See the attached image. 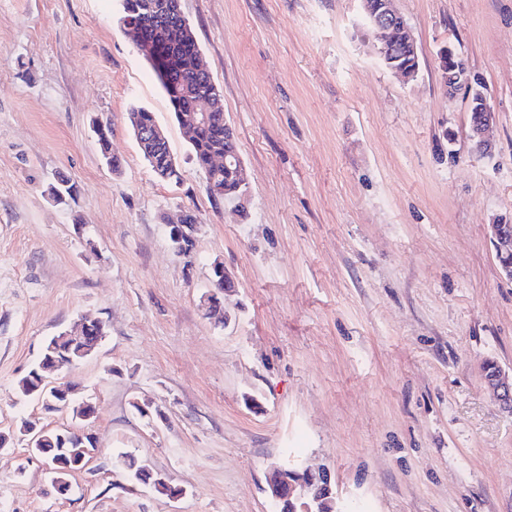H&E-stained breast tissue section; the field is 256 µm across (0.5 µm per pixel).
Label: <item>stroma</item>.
Returning <instances> with one entry per match:
<instances>
[{
	"label": "stroma",
	"mask_w": 512,
	"mask_h": 512,
	"mask_svg": "<svg viewBox=\"0 0 512 512\" xmlns=\"http://www.w3.org/2000/svg\"><path fill=\"white\" fill-rule=\"evenodd\" d=\"M181 4L246 169L235 203L208 195L121 0H0V512H273L274 466L327 469L340 512H512V414L483 375L512 373V280L490 239L512 224V0H394L419 49L409 83L359 0ZM448 44L469 75L451 94ZM476 91L496 117L486 156L466 139ZM134 106L180 182L144 160ZM62 176L65 205L48 195ZM217 261L236 282L221 324L202 305ZM82 318L105 341L49 382L92 398L88 423L15 389ZM26 423L95 435L70 495ZM125 452L185 495L130 484ZM128 122L135 137L139 150L143 158L149 164L152 172L163 181H175L179 179V165L172 153L168 140L165 135L162 138H149L142 143L139 142V131H143L142 135L154 137V131H148L155 126H159L156 122L154 112L145 107H134L128 112ZM174 157L176 164L173 165L171 157ZM96 135L100 151L107 166L113 173H119L122 168L121 161L114 157L110 148V138L112 135V128L110 123H99L96 127Z\"/></svg>",
	"instance_id": "stroma-1"
}]
</instances>
